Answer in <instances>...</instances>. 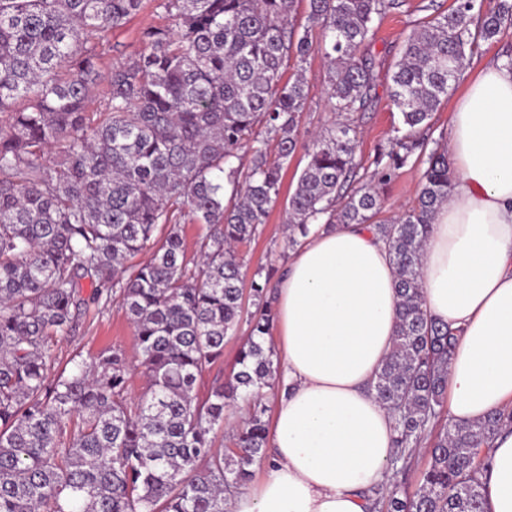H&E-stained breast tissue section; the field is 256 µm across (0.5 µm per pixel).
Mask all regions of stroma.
I'll return each mask as SVG.
<instances>
[{"label":"stroma","mask_w":512,"mask_h":512,"mask_svg":"<svg viewBox=\"0 0 512 512\" xmlns=\"http://www.w3.org/2000/svg\"><path fill=\"white\" fill-rule=\"evenodd\" d=\"M436 3L440 10H447L453 0H407L400 11L387 16L380 24L371 47L375 60V95L357 123L359 153L364 165H371L379 147L387 145L394 127L400 124V114L390 98L391 75L400 57L403 45L413 30L414 20L428 16L429 3ZM153 0H146L143 9L125 26L113 31L110 45L104 50L102 72H109L113 63L126 60L140 47V33L150 26L162 25ZM310 87V98L298 119L300 141L283 178L281 196L271 209L260 236L242 245L243 273L252 278L259 267L275 265L284 267L291 249L288 233L283 224L288 196L293 192L297 178L307 162L306 148L314 132L330 124L334 116L325 106L323 91L328 71L320 55H312L304 71ZM422 169L410 163L397 171L384 189V203L377 216L385 221L401 209L411 206L415 199ZM122 350L128 361L136 359L134 330L119 303L90 308L76 327L54 345L51 356L52 374L71 370L74 363L91 362L105 350Z\"/></svg>","instance_id":"stroma-1"}]
</instances>
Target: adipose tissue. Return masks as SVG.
<instances>
[{
    "instance_id": "ef3b65f1",
    "label": "adipose tissue",
    "mask_w": 512,
    "mask_h": 512,
    "mask_svg": "<svg viewBox=\"0 0 512 512\" xmlns=\"http://www.w3.org/2000/svg\"><path fill=\"white\" fill-rule=\"evenodd\" d=\"M455 174L433 219L422 285L428 313L459 329L448 414L460 422L512 406V69L480 66L448 123ZM395 268L366 226L300 238L276 283V392L270 460L231 512H367L389 477L391 412L371 383L392 349ZM486 512H512V431L482 477Z\"/></svg>"
}]
</instances>
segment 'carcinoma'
I'll list each match as a JSON object with an SVG mask.
<instances>
[{
    "instance_id": "carcinoma-1",
    "label": "carcinoma",
    "mask_w": 512,
    "mask_h": 512,
    "mask_svg": "<svg viewBox=\"0 0 512 512\" xmlns=\"http://www.w3.org/2000/svg\"><path fill=\"white\" fill-rule=\"evenodd\" d=\"M296 2L156 0L174 26L142 31L95 122L85 106L101 48L142 0H0V512H227L251 480L268 448L264 389L277 380L266 344L275 267L251 280L256 311L238 371L202 397L198 387L243 317L238 246L259 236L298 146L309 86L299 72L284 78V63L315 52L329 65L324 102L337 120L313 137L288 196V245L314 224H368L396 171L413 157L423 166L414 204L372 225L393 256L398 324L375 385L396 451L368 512H485L486 450L512 430V407L473 423L446 409L458 336L428 314L421 275L454 171L447 149L427 145L467 53L512 34V0H453L415 24L390 90L402 127L367 179L355 118L375 87L367 48L405 0H307L301 31ZM55 145L61 157L50 161ZM178 212L205 226L191 258ZM112 299L148 379L136 400L119 350L50 377L54 345L89 305ZM237 400L249 414L221 453L214 436ZM423 444L427 466L410 494Z\"/></svg>"
}]
</instances>
